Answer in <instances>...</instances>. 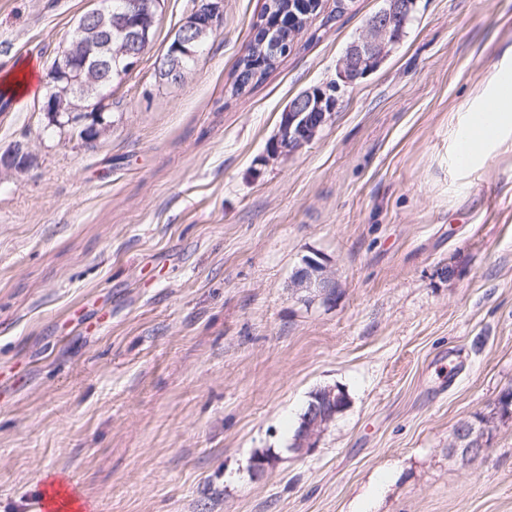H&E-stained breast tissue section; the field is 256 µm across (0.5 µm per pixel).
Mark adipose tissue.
Returning <instances> with one entry per match:
<instances>
[{"mask_svg": "<svg viewBox=\"0 0 512 512\" xmlns=\"http://www.w3.org/2000/svg\"><path fill=\"white\" fill-rule=\"evenodd\" d=\"M512 135V94L491 88L483 97L476 111L465 113L459 125L460 138L472 139L470 153L456 157L460 170L476 167L487 150Z\"/></svg>", "mask_w": 512, "mask_h": 512, "instance_id": "1", "label": "adipose tissue"}]
</instances>
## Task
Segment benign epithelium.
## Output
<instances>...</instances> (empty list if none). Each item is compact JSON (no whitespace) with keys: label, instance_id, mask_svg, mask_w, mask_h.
I'll use <instances>...</instances> for the list:
<instances>
[{"label":"benign epithelium","instance_id":"benign-epithelium-1","mask_svg":"<svg viewBox=\"0 0 512 512\" xmlns=\"http://www.w3.org/2000/svg\"><path fill=\"white\" fill-rule=\"evenodd\" d=\"M412 4L408 0H385L383 7L366 22L360 37L349 45L336 66V92H344L374 71L398 41V33L407 23ZM144 14L138 0H125L124 16L128 23L120 29L122 38L112 40V0H95V7L84 13L70 40L54 59L50 74L52 88L41 111L48 125H70L81 128L82 136L99 137L108 132L104 119L111 97L112 62L120 61L129 72L139 63L150 46L148 30L137 20ZM224 15V0H196L194 10L182 22L183 33L206 32L216 16ZM326 97L314 99L311 92L293 98L285 112L282 132L270 142L267 157L274 160L293 153L310 143L334 112V106L323 107ZM31 154L29 147L17 144L0 154V174L18 173L27 168L22 159ZM307 272L296 278L294 287L329 301L334 298L335 273L313 258L306 261ZM342 405V394L327 387L312 397L302 427L294 439V449L310 454L318 447L327 426ZM495 417H486L479 427L465 420L453 431L452 449L467 460H477L487 451L488 437Z\"/></svg>","mask_w":512,"mask_h":512}]
</instances>
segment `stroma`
I'll list each match as a JSON object with an SVG mask.
<instances>
[{
    "mask_svg": "<svg viewBox=\"0 0 512 512\" xmlns=\"http://www.w3.org/2000/svg\"><path fill=\"white\" fill-rule=\"evenodd\" d=\"M266 0H224L187 78L156 60L194 0H162L93 141L42 95L0 104V512L45 481L98 512H512V417L463 460L455 426L512 389V139L464 172L451 134L512 77V0H415L378 68L314 140L270 161L280 115L382 0H334L262 82L232 73ZM89 0H0V77L48 75ZM323 303L291 287L304 258ZM348 407L291 450L312 392ZM267 458L254 471L257 458ZM32 154L28 146L23 144L14 145L11 150L0 154V174L18 173L27 168V163L22 162V157L26 158ZM306 264L307 272L296 278L294 287L314 293L323 300H332L336 288L335 273L331 272L327 265L313 258H309Z\"/></svg>",
    "mask_w": 512,
    "mask_h": 512,
    "instance_id": "1",
    "label": "stroma"
}]
</instances>
